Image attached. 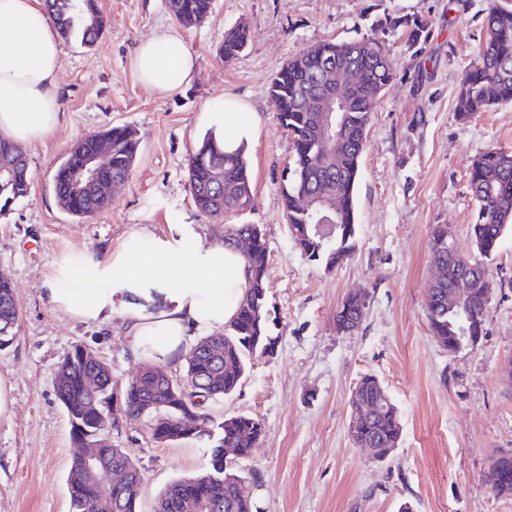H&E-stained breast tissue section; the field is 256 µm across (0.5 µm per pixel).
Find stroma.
Segmentation results:
<instances>
[{
	"instance_id": "obj_1",
	"label": "stroma",
	"mask_w": 512,
	"mask_h": 512,
	"mask_svg": "<svg viewBox=\"0 0 512 512\" xmlns=\"http://www.w3.org/2000/svg\"><path fill=\"white\" fill-rule=\"evenodd\" d=\"M106 29L91 46L63 48L58 96L63 115L45 143L26 148L30 190L0 210V273L12 284L18 319L0 347V380L10 388L0 417V512H69L66 477L78 452L56 395L55 372L83 344L112 368L115 420L103 439L126 449L143 477L138 512H154L171 482L207 468L206 443L162 445L145 420L126 417L121 394L142 367L120 315L92 323L54 308L42 283L60 258L101 253L144 229L163 235L167 217L197 224L206 239L223 223L202 220L188 191L190 160L208 105L235 98L255 112L247 145L254 206L242 220L261 225L268 248L266 315L273 354L252 360L241 386L209 401L215 421L257 417L263 435L239 469L256 478L259 512H512V497L486 481L492 456L512 454V229L489 259L492 295L483 336L458 352L434 341L425 315L433 275V228L469 245L475 202L468 167L476 155L512 152V104L456 120L457 86L482 35L488 0H214L201 25L180 28L165 0H97ZM419 15L430 24L412 44L388 19ZM245 23V51L224 62V31ZM181 30L196 53L193 82L165 95L144 86L132 64L137 45ZM370 38L397 63L372 114L357 188V249L324 270L293 245L282 216L280 183L293 151L269 98L288 58L324 41ZM114 126L140 141L129 180L111 206L76 218L60 206L53 175L78 141ZM364 292L358 330L336 331L343 299ZM375 375L399 407L402 435L385 461L355 446L350 397Z\"/></svg>"
}]
</instances>
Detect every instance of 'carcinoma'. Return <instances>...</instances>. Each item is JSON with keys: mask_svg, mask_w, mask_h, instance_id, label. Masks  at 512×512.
<instances>
[{"mask_svg": "<svg viewBox=\"0 0 512 512\" xmlns=\"http://www.w3.org/2000/svg\"><path fill=\"white\" fill-rule=\"evenodd\" d=\"M173 17L184 26L205 21L214 0H165ZM55 24L66 43L75 38L83 44L95 42L103 33L104 19L96 0H47ZM485 35L475 61L460 78L456 118L467 122L479 112L512 103V3L489 0L484 19ZM248 43V29L237 24L224 30L219 55L228 63L236 59ZM349 74L351 95L336 112V149L324 151L318 130L320 113L312 103L336 71ZM396 64L384 46L372 39L323 42L289 58L270 81L269 97L279 124L288 131L293 157L288 177L280 187L282 212L293 244L308 260L328 271L351 256L356 249V187L360 163L367 144L368 126L376 102L395 76ZM112 148V182H126L134 168L140 141L134 130L115 126L97 137L77 142L56 168L54 191L61 207L71 216L83 218L106 210L111 204L108 187L100 185L87 196L75 200L67 194L66 172L79 155L96 145ZM0 169L13 173L7 190L0 191V209L9 201L29 192L28 163L18 145L0 138ZM469 187L476 202L473 223L469 225L468 250L480 257L470 267H462L456 252L448 249V234L436 226L430 238L435 271L425 301L429 328L436 342L450 351L465 333L483 328L490 287L487 261L494 255L501 237L512 226V154L489 149L474 157L469 168ZM189 192L197 211L207 219H226L253 208V190L245 148L226 152L203 138L189 168ZM318 193L334 197L335 239L329 245L305 233L310 223L304 200ZM245 260L244 284L236 312L224 323V340L212 351L199 341L185 357L183 384L188 398L171 392L158 378L143 374L133 378L124 395V411L148 419L151 433L160 430L181 436V442L204 440L210 448V464L203 472L170 483L160 494L155 512H258L255 478L248 477L224 460V449L231 448L238 458L250 456L263 428L250 415L238 414L215 422L206 411L210 400L231 395L247 375L253 357L268 353L274 339L267 334L265 297L268 270L267 246L258 224H227L224 244L239 249ZM469 282L464 302L448 305L456 284ZM364 309L351 295L337 307L335 320L356 328ZM18 318L11 284L0 283V343L9 335ZM61 368L68 372L56 389L71 425V435H85L111 424L113 385L107 370L92 367L76 357L65 359ZM350 432L355 445L373 450V458L389 457L402 433L398 406L389 392L371 374L356 384L350 398ZM103 468L94 477L86 473L80 457L73 458L67 487L70 512H100L102 487L108 485V471L116 466L132 472L127 485L112 490L115 512H137L141 472L123 448L100 449ZM487 482L498 495H512V455L492 460Z\"/></svg>", "mask_w": 512, "mask_h": 512, "instance_id": "carcinoma-1", "label": "carcinoma"}]
</instances>
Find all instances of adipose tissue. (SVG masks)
Returning a JSON list of instances; mask_svg holds the SVG:
<instances>
[{
  "label": "adipose tissue",
  "mask_w": 512,
  "mask_h": 512,
  "mask_svg": "<svg viewBox=\"0 0 512 512\" xmlns=\"http://www.w3.org/2000/svg\"><path fill=\"white\" fill-rule=\"evenodd\" d=\"M63 47L43 0H0V136L17 145L44 142L60 118L57 89ZM141 83L163 94L189 86L195 55L178 31L154 35L133 58ZM200 121L223 150L249 143L255 115L237 101L204 108ZM243 262L207 241L195 224H172L165 235L140 231L115 248L86 252L43 280L56 308L86 322L120 313L136 354L168 366L194 345L193 330L221 328L233 315Z\"/></svg>",
  "instance_id": "adipose-tissue-1"
}]
</instances>
